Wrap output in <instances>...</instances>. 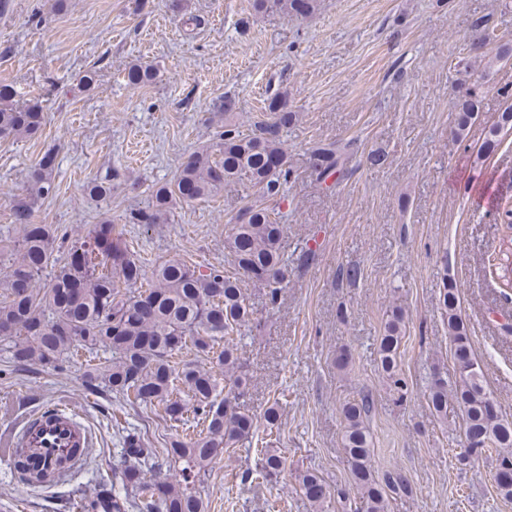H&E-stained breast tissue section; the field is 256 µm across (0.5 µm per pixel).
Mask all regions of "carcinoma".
<instances>
[{
	"instance_id": "obj_1",
	"label": "carcinoma",
	"mask_w": 512,
	"mask_h": 512,
	"mask_svg": "<svg viewBox=\"0 0 512 512\" xmlns=\"http://www.w3.org/2000/svg\"><path fill=\"white\" fill-rule=\"evenodd\" d=\"M318 6V0H251L257 14L291 19L309 17ZM469 52L490 68L512 56V45L505 43L491 55L481 39L469 45ZM158 77L153 66L135 63L124 80L138 87ZM455 99L453 135L462 140L480 108L477 87L460 83ZM216 109L224 113V129L210 144L192 152L173 180L155 186L148 205L126 214V223L150 230L170 219L175 204L207 201L231 186L256 187L272 199L281 195L290 175L283 133L295 117L289 94L270 96L264 107L267 118L255 122L247 135L233 122L234 98L224 97ZM42 122L39 103L18 105L11 86L0 85L1 139L32 137ZM511 131L512 103L489 127L473 157L474 166L483 165L497 150L502 135ZM311 152L321 180L344 177L341 155L334 145L316 143ZM54 165L55 155L48 152L30 170L29 182L36 196L55 193ZM13 218L22 226L21 239L11 249V266L0 274V341L9 342L13 367L50 365L61 369L74 350L110 353L88 365L86 382L97 383L133 405L158 407L171 422L185 425L193 418L199 427L189 438L170 441L167 459L172 473L164 479L145 478L141 462L148 458V449L135 437L126 436L123 453L130 464L121 472L123 485L137 492L139 512H204L196 488L201 472L219 463L224 454L251 442L257 428V418L240 403L248 377L238 355L237 338L253 316L241 283L248 279L262 285L269 303H278L288 281V260L281 252L285 225L266 207L245 206L224 238V248L236 268L229 276L214 266L202 269L175 259L148 272L109 225L102 226L92 240L73 245L68 255L59 259L54 257L56 238L51 227L34 222L33 202L18 203ZM46 270L48 284L36 287ZM439 302L456 376L450 381L433 370L428 406L436 418L444 419L448 402L456 404L465 439L457 461L466 466L488 452L495 453L496 488L511 499L512 422L504 419L480 379L453 279L444 278ZM405 328L406 314L395 305L387 312L378 355L382 374L397 389L404 387L398 364ZM186 349L193 351L194 358L183 359ZM218 372L227 388L222 399L216 395ZM178 384L191 396L192 405L174 396ZM372 407L368 394L343 405L342 443L360 512H387L391 499L413 494L414 487L398 469L376 475L371 465L373 439L366 422ZM285 469L286 458L275 450L267 451L259 466L242 473L241 479L266 480ZM299 487L318 512H324L332 498H346L342 490L331 492L310 470L299 475ZM105 500L112 501V512L128 508L126 497L103 491L85 503L84 512H101Z\"/></svg>"
}]
</instances>
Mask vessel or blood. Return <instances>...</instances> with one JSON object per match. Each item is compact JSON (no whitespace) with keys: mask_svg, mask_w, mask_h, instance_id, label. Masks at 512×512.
<instances>
[{"mask_svg":"<svg viewBox=\"0 0 512 512\" xmlns=\"http://www.w3.org/2000/svg\"><path fill=\"white\" fill-rule=\"evenodd\" d=\"M91 444V433L79 416L64 406L37 411L8 438L5 448L7 458L17 453H30L31 467L45 462L57 465L58 474L78 469L84 451Z\"/></svg>","mask_w":512,"mask_h":512,"instance_id":"1","label":"vessel or blood"}]
</instances>
